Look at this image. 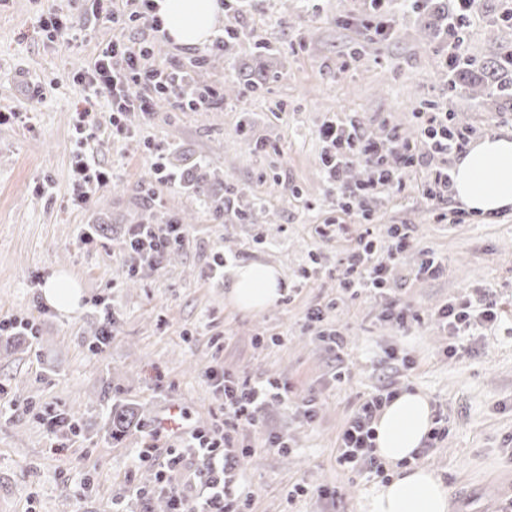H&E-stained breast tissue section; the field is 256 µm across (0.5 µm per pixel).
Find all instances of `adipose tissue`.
Listing matches in <instances>:
<instances>
[{
	"mask_svg": "<svg viewBox=\"0 0 512 512\" xmlns=\"http://www.w3.org/2000/svg\"><path fill=\"white\" fill-rule=\"evenodd\" d=\"M166 34L181 47L206 42L216 25L217 0H158ZM453 196L470 210L494 213L512 207V137L485 136L471 146L453 169ZM280 271L253 262L237 267L227 299L242 311L269 307L281 297ZM432 427L427 397L402 391L387 405L375 424V453L398 465L391 481L382 486L370 512H451L449 494L434 473L407 467Z\"/></svg>",
	"mask_w": 512,
	"mask_h": 512,
	"instance_id": "adipose-tissue-1",
	"label": "adipose tissue"
}]
</instances>
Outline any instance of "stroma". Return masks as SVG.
<instances>
[{
  "instance_id": "stroma-1",
  "label": "stroma",
  "mask_w": 512,
  "mask_h": 512,
  "mask_svg": "<svg viewBox=\"0 0 512 512\" xmlns=\"http://www.w3.org/2000/svg\"><path fill=\"white\" fill-rule=\"evenodd\" d=\"M505 5L486 0L484 21L466 29L464 45L477 57L512 42V28L496 20ZM51 13L68 20L73 40H48L40 21ZM378 25L386 36L375 33ZM219 26L237 36L219 62L195 68L196 83L222 87L240 68L267 76L264 88L196 112L168 105L128 113L130 133L119 140L96 130L94 157L117 176L78 207L70 189L75 115H104L107 103L86 100L74 77L111 41L112 25L87 14L84 0H0V111L28 115L0 124V319L35 327L33 339L0 340V512H149L164 478L196 503L215 462L174 464L183 437L162 427L178 412L188 429L223 423L215 382L225 372L288 388L287 400L263 406L258 425L231 433L226 482L246 512H369L382 478L341 466L337 437L358 403L390 383L426 395L447 423V436L416 464L441 478L451 512H495L512 498V208L454 224L443 206L409 187L379 195L371 223H363L339 209L317 132L333 113L353 112L375 136L386 120L407 133L426 100L478 136L506 134L503 101L449 88L447 37L424 39L402 0L374 18L361 0H231ZM258 43L266 54L255 55ZM158 153L223 197V217L180 182L151 186ZM246 208L251 217L240 220ZM181 216L188 244L161 270L129 272L131 225ZM330 223L335 232L317 234ZM392 224L407 225L414 240L390 272L419 316L404 332L383 320L379 297L350 298L336 280L356 240L385 238ZM424 250L446 261L441 276L414 278ZM219 255L230 269L277 267L282 298L257 311L232 307L229 273L212 272ZM57 272L82 290L76 315L63 316L42 297ZM485 293L500 307L498 327L463 338L449 355L435 310ZM319 303L330 306L342 352L305 324L307 308ZM106 317L114 333L98 352L94 333ZM263 334L279 340L256 344ZM107 389L144 414L143 426L116 442L102 432ZM310 398L311 421L297 411ZM61 412L76 431L51 429L48 416ZM275 435L287 437L289 451L269 447ZM146 447L153 453L143 462ZM297 484L306 494L294 493Z\"/></svg>"
}]
</instances>
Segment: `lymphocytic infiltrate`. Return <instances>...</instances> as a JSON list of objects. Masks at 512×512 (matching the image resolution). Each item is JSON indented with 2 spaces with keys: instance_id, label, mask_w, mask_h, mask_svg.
<instances>
[{
  "instance_id": "1",
  "label": "lymphocytic infiltrate",
  "mask_w": 512,
  "mask_h": 512,
  "mask_svg": "<svg viewBox=\"0 0 512 512\" xmlns=\"http://www.w3.org/2000/svg\"><path fill=\"white\" fill-rule=\"evenodd\" d=\"M90 2L93 16L105 18L115 28L122 29L132 23L155 35L162 31L155 0ZM77 80L88 97L107 101L106 125L116 136L127 132L123 117L128 110L152 112L157 96L167 97L179 109L194 112L218 95L214 87L195 84L190 70L176 73L157 63L148 40L122 36L102 47ZM132 82L141 87V94L134 101L125 94L126 86ZM415 118L417 136L412 140L395 127L389 128L385 137H375L356 117L346 113L336 114L321 126L318 132L323 144L321 164L343 212L356 211L363 219H370V200L386 191L405 189L409 184L433 204L450 199L453 159L466 151L476 130L457 122L452 113L436 111L428 104L418 108ZM357 163L365 165L368 175L364 182L352 183L346 173ZM111 179V169L97 163L91 153H82L73 166L71 190L84 204ZM388 237L389 243L382 251L374 241H357L340 264L338 286L355 296L367 293L379 296L385 302L384 319L404 330L416 316L393 299L389 270L409 249L410 234L406 225L393 224ZM187 240L186 226L174 220L135 224L128 232L125 249L134 261V269L156 271L162 267L165 252L184 247ZM436 316L449 336H473L479 330L493 327L500 317V309L490 297L453 298L437 309ZM218 387L224 394L227 422L255 423L267 399L287 397L286 387L270 380L251 382L226 375ZM395 395V389L389 385L375 390L352 413L339 435L337 460L341 465L379 476L385 474L383 462L374 453V424Z\"/></svg>"
}]
</instances>
